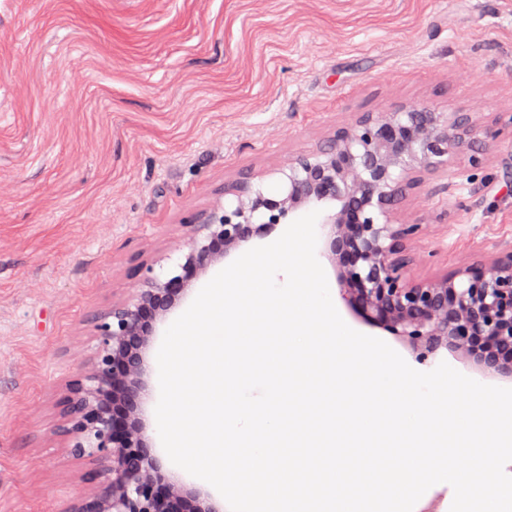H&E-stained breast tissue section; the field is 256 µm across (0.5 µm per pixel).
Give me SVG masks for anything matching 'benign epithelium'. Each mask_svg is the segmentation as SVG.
I'll use <instances>...</instances> for the list:
<instances>
[{
    "label": "benign epithelium",
    "instance_id": "benign-epithelium-1",
    "mask_svg": "<svg viewBox=\"0 0 512 512\" xmlns=\"http://www.w3.org/2000/svg\"><path fill=\"white\" fill-rule=\"evenodd\" d=\"M476 134L471 112H434L420 104L364 112L337 128L326 148L296 155L282 172L280 195H267L243 177L233 187L236 202L192 219L185 262L164 280L147 269L134 299L112 306L97 323L100 349L90 371L67 388L63 436L75 455H96L105 474L99 492L68 512H209L150 458L137 421L144 351L157 319L217 256L290 223L300 207L336 204L323 224L330 226L329 258L351 312L408 341L420 361L449 347L484 375L511 378L512 246L415 280L412 244L423 227L393 220L421 174L472 149Z\"/></svg>",
    "mask_w": 512,
    "mask_h": 512
}]
</instances>
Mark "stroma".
<instances>
[{
  "mask_svg": "<svg viewBox=\"0 0 512 512\" xmlns=\"http://www.w3.org/2000/svg\"><path fill=\"white\" fill-rule=\"evenodd\" d=\"M420 103L502 129L425 173L413 276L512 244V0H0V512H67L100 485L59 429L95 319L188 251V218L363 112ZM443 192H435V185ZM213 262L160 318L163 335Z\"/></svg>",
  "mask_w": 512,
  "mask_h": 512,
  "instance_id": "1",
  "label": "stroma"
}]
</instances>
